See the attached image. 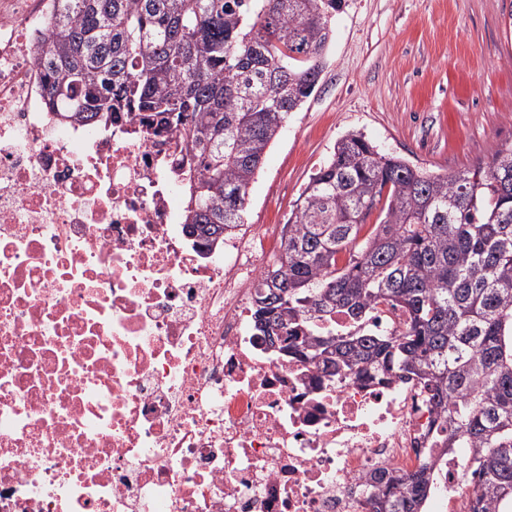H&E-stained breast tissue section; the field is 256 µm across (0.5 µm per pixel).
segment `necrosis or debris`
Masks as SVG:
<instances>
[{
	"label": "necrosis or debris",
	"mask_w": 512,
	"mask_h": 512,
	"mask_svg": "<svg viewBox=\"0 0 512 512\" xmlns=\"http://www.w3.org/2000/svg\"><path fill=\"white\" fill-rule=\"evenodd\" d=\"M48 23L47 0H0V512H371L376 475L421 467V512H473L427 387L330 378L257 338L279 225L207 246L178 129L50 109Z\"/></svg>",
	"instance_id": "obj_1"
}]
</instances>
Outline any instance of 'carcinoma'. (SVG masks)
I'll use <instances>...</instances> for the list:
<instances>
[{
  "label": "carcinoma",
  "mask_w": 512,
  "mask_h": 512,
  "mask_svg": "<svg viewBox=\"0 0 512 512\" xmlns=\"http://www.w3.org/2000/svg\"><path fill=\"white\" fill-rule=\"evenodd\" d=\"M48 104L75 121L134 112L182 130L191 233L212 245L245 223L250 185L288 116L314 92L345 0H51ZM375 223H370L371 218ZM253 313L278 350L336 375L417 379L448 417L481 512H512V145L491 162L430 174L338 140L281 231ZM385 303L391 336L330 334ZM427 468L402 490L378 479L373 512H419Z\"/></svg>",
  "instance_id": "obj_1"
}]
</instances>
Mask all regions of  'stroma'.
Instances as JSON below:
<instances>
[{
  "label": "stroma",
  "instance_id": "35a3bbf8",
  "mask_svg": "<svg viewBox=\"0 0 512 512\" xmlns=\"http://www.w3.org/2000/svg\"><path fill=\"white\" fill-rule=\"evenodd\" d=\"M350 132L432 173L490 162L512 141V0H346L318 87L250 186L247 223H285Z\"/></svg>",
  "mask_w": 512,
  "mask_h": 512
}]
</instances>
